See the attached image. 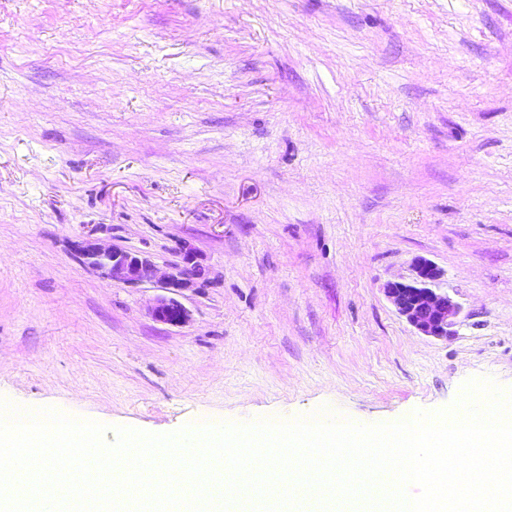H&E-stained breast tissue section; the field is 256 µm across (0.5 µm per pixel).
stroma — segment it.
Here are the masks:
<instances>
[{"instance_id":"1","label":"stroma","mask_w":512,"mask_h":512,"mask_svg":"<svg viewBox=\"0 0 512 512\" xmlns=\"http://www.w3.org/2000/svg\"><path fill=\"white\" fill-rule=\"evenodd\" d=\"M95 233L207 282L100 279ZM445 272L454 336L385 286ZM512 390V0H0V398L153 434ZM90 234L77 245L81 263L112 284L137 285L155 283L166 294L155 298L151 316L156 322L184 326L192 320L191 312L175 297L190 288L205 275L195 247L184 242L179 249L181 262L166 270L158 268L151 259L114 244H105Z\"/></svg>"}]
</instances>
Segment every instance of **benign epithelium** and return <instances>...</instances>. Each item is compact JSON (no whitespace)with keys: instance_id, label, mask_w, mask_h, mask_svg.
I'll list each match as a JSON object with an SVG mask.
<instances>
[{"instance_id":"7a95c632","label":"benign epithelium","mask_w":512,"mask_h":512,"mask_svg":"<svg viewBox=\"0 0 512 512\" xmlns=\"http://www.w3.org/2000/svg\"><path fill=\"white\" fill-rule=\"evenodd\" d=\"M181 262L162 270L151 259L138 253L105 244L88 236L77 245L81 263L98 276L114 284H156L165 293L155 298L151 316L157 322L184 326L192 320L191 312L177 300L176 295L191 287L205 275L195 247L185 243L179 249ZM415 276L407 282L387 286L386 294L398 313L420 333L446 338L454 333L460 315V305L448 294L435 291L434 285L443 271L426 259L414 264Z\"/></svg>"}]
</instances>
